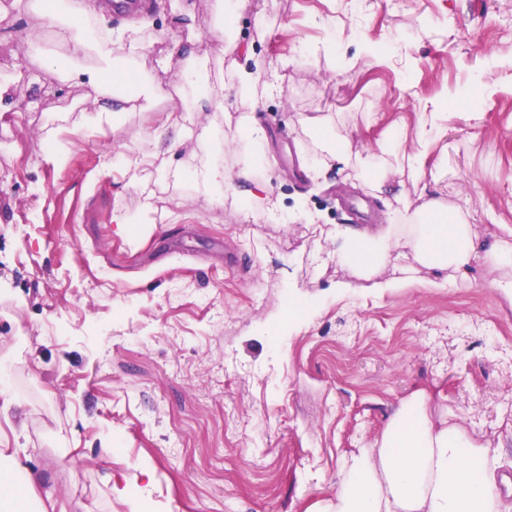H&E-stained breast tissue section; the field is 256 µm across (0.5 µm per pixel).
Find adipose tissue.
Listing matches in <instances>:
<instances>
[{"label":"adipose tissue","instance_id":"obj_1","mask_svg":"<svg viewBox=\"0 0 512 512\" xmlns=\"http://www.w3.org/2000/svg\"><path fill=\"white\" fill-rule=\"evenodd\" d=\"M35 6L66 26L73 55L96 48L100 65L85 77L106 97L98 115H111L116 103L158 97V87L129 67L146 46L144 26L115 35L98 30L99 0H68L60 9L36 0ZM336 239L339 262L358 278L376 280L380 290L413 287L420 267L448 273L463 287L471 267L482 263L498 271L492 285L512 304V228H502L486 245L460 212L435 203L412 212L407 223L340 229ZM398 250L408 251L412 263L401 275L386 277ZM37 481L20 469L15 454L0 448V512H50L45 501L33 497ZM502 481L490 442L448 418L418 389L400 402L372 446L346 461L335 497L314 504L311 512H512Z\"/></svg>","mask_w":512,"mask_h":512}]
</instances>
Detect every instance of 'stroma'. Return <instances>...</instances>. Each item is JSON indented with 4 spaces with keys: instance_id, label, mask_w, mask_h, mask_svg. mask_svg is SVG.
Masks as SVG:
<instances>
[{
    "instance_id": "obj_1",
    "label": "stroma",
    "mask_w": 512,
    "mask_h": 512,
    "mask_svg": "<svg viewBox=\"0 0 512 512\" xmlns=\"http://www.w3.org/2000/svg\"><path fill=\"white\" fill-rule=\"evenodd\" d=\"M0 23V448L19 449L59 512H308L335 496L417 388L486 435L512 470V306L471 284L382 291L336 261L334 192L512 226V0H153L135 66L161 98L92 123L63 28L11 0ZM224 104L197 99L187 56ZM67 68L47 76L43 57ZM272 82L242 103V72ZM177 112L166 113L167 103ZM249 113L260 141L238 130ZM210 126L200 142L167 130ZM348 162L308 153L313 127ZM424 148L420 179L354 176L384 148ZM152 165H144L146 152ZM229 172L221 187L198 171ZM287 224L246 214L254 171ZM138 218L131 237L112 215Z\"/></svg>"
}]
</instances>
